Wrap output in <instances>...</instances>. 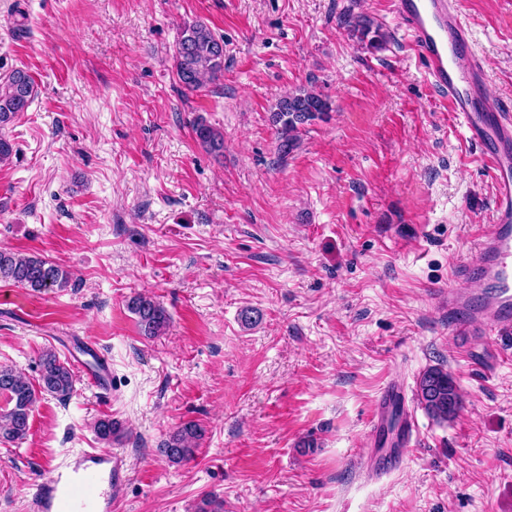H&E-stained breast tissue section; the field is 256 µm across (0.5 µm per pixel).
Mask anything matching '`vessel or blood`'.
I'll return each mask as SVG.
<instances>
[{
    "label": "vessel or blood",
    "instance_id": "b4317fda",
    "mask_svg": "<svg viewBox=\"0 0 512 512\" xmlns=\"http://www.w3.org/2000/svg\"><path fill=\"white\" fill-rule=\"evenodd\" d=\"M468 0H389L391 13L408 33L430 83L449 112L480 150V163L493 183V226L478 235L477 259L453 264L460 282L444 305L456 320L458 349L476 356L474 346L492 334L512 332V109L486 90V65L474 47L466 21ZM480 284L478 293L465 283ZM477 367L493 373L497 355L476 356ZM406 389L391 380L373 403L370 431L380 434L405 406ZM394 419V418H393ZM124 472V458L112 451H84L51 467L31 497L32 512H112V485Z\"/></svg>",
    "mask_w": 512,
    "mask_h": 512
}]
</instances>
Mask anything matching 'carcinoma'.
Instances as JSON below:
<instances>
[{"instance_id":"obj_1","label":"carcinoma","mask_w":512,"mask_h":512,"mask_svg":"<svg viewBox=\"0 0 512 512\" xmlns=\"http://www.w3.org/2000/svg\"><path fill=\"white\" fill-rule=\"evenodd\" d=\"M176 73L182 87L196 91L207 83L224 76V40L215 37L203 22L184 23L174 53ZM36 94L31 75L23 70L13 71L0 83V127L9 124L17 113L27 111ZM331 111L330 102L322 94L299 88L278 101L272 112V122L278 126L279 151L288 154L300 140L302 129L317 120H324ZM193 130L200 142L212 151L224 148L221 132L206 124L201 117L193 121ZM0 278L12 281L21 288L34 291L49 288L63 289L70 285L72 273L67 268L40 256H25L0 251ZM128 309L137 316L146 336L160 335L169 324L166 309L154 298L137 294L128 301ZM39 378L32 382L9 366H0V392L5 394L7 408L0 412V441L16 442L26 438L30 416L40 398L51 395L60 400L70 398L74 390V373L67 362L52 350L43 351L38 359ZM417 400L434 420L448 422L463 407V396L454 377L442 367L426 369L417 382ZM98 438L108 444L122 438L119 421L101 418L94 422ZM203 431L197 424L187 422L173 431L160 446V452L173 464L193 459L198 451L197 441ZM195 512H224V501L204 494L195 504Z\"/></svg>"}]
</instances>
